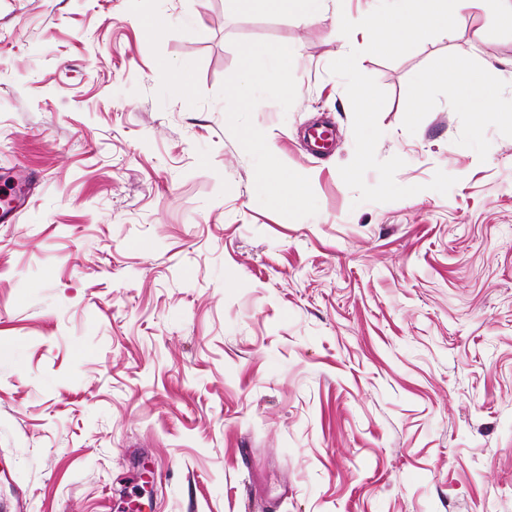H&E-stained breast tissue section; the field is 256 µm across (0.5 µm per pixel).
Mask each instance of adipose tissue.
Returning <instances> with one entry per match:
<instances>
[{
	"label": "adipose tissue",
	"mask_w": 512,
	"mask_h": 512,
	"mask_svg": "<svg viewBox=\"0 0 512 512\" xmlns=\"http://www.w3.org/2000/svg\"><path fill=\"white\" fill-rule=\"evenodd\" d=\"M241 68L243 80L230 90L231 95L237 98L246 97L249 89L258 84H269L284 91L291 80L287 53L271 45H249L243 48ZM439 79L455 84L459 92V104L464 108L468 107L472 99L488 96L496 86V78L491 70L475 72L469 67L460 66L449 73L426 76L417 85L415 97L423 98L428 88Z\"/></svg>",
	"instance_id": "ef3b65f1"
}]
</instances>
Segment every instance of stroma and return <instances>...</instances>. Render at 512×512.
Masks as SVG:
<instances>
[{
	"label": "stroma",
	"mask_w": 512,
	"mask_h": 512,
	"mask_svg": "<svg viewBox=\"0 0 512 512\" xmlns=\"http://www.w3.org/2000/svg\"><path fill=\"white\" fill-rule=\"evenodd\" d=\"M335 12L0 0V174L29 175L0 223V512H512V36L475 10L387 61ZM247 45L287 51V93L229 95ZM351 48L376 154L423 192L343 182ZM461 62L490 100L414 101ZM451 81L459 92V104L462 108L468 107L470 101L476 97H486L496 86L494 73L489 69L472 71L468 66L455 68L450 74L443 72L426 76L417 85L413 95L423 100L428 88L436 81Z\"/></svg>",
	"instance_id": "obj_1"
}]
</instances>
